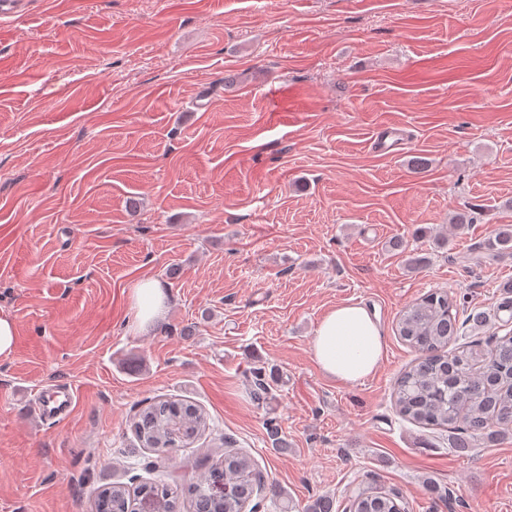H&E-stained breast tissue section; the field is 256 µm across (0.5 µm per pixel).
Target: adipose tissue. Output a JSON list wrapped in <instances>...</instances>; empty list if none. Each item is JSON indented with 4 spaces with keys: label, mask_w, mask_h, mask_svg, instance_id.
<instances>
[{
    "label": "adipose tissue",
    "mask_w": 512,
    "mask_h": 512,
    "mask_svg": "<svg viewBox=\"0 0 512 512\" xmlns=\"http://www.w3.org/2000/svg\"><path fill=\"white\" fill-rule=\"evenodd\" d=\"M169 293L155 278L142 280L132 300L135 319L146 324L161 314ZM385 350L379 321L359 304H342L319 322L311 354L322 372L343 383L359 382L375 372Z\"/></svg>",
    "instance_id": "1"
}]
</instances>
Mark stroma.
<instances>
[{
	"label": "stroma",
	"mask_w": 512,
	"mask_h": 512,
	"mask_svg": "<svg viewBox=\"0 0 512 512\" xmlns=\"http://www.w3.org/2000/svg\"><path fill=\"white\" fill-rule=\"evenodd\" d=\"M387 128L398 152H373ZM466 208L481 219L455 230ZM508 224L512 0H28L0 19V312L17 329L0 512H94L115 482L184 489L230 450L263 478L254 512L276 493L346 512L359 485L406 512H512V433L461 450L393 398L417 357L398 316L431 289L456 299L476 359L512 332V252L485 250ZM150 276L170 300L140 327ZM344 303L386 341L354 384L310 354ZM68 386L67 416L39 424L36 392ZM158 397L210 424L165 458L132 429Z\"/></svg>",
	"instance_id": "35a3bbf8"
}]
</instances>
